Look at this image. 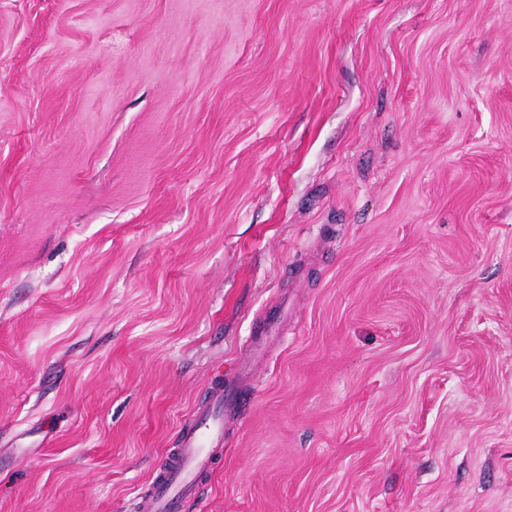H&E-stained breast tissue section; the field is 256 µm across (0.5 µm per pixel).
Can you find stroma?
Instances as JSON below:
<instances>
[{
	"mask_svg": "<svg viewBox=\"0 0 512 512\" xmlns=\"http://www.w3.org/2000/svg\"><path fill=\"white\" fill-rule=\"evenodd\" d=\"M512 512V0H0V512ZM233 400L223 382L211 388L206 405L194 407L191 422L178 432V448L167 471L136 497L137 512H180L183 502L198 495L200 475L224 445V406Z\"/></svg>",
	"mask_w": 512,
	"mask_h": 512,
	"instance_id": "obj_1",
	"label": "stroma"
}]
</instances>
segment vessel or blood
I'll list each match as a JSON object with an SVG mask.
<instances>
[{"label":"vessel or blood","instance_id":"obj_1","mask_svg":"<svg viewBox=\"0 0 512 512\" xmlns=\"http://www.w3.org/2000/svg\"><path fill=\"white\" fill-rule=\"evenodd\" d=\"M234 396L224 385L212 387L206 405L194 407L192 419L178 432V448L164 475L154 477L147 492L136 498V512H180L183 502L197 496L199 477L224 444V406Z\"/></svg>","mask_w":512,"mask_h":512}]
</instances>
